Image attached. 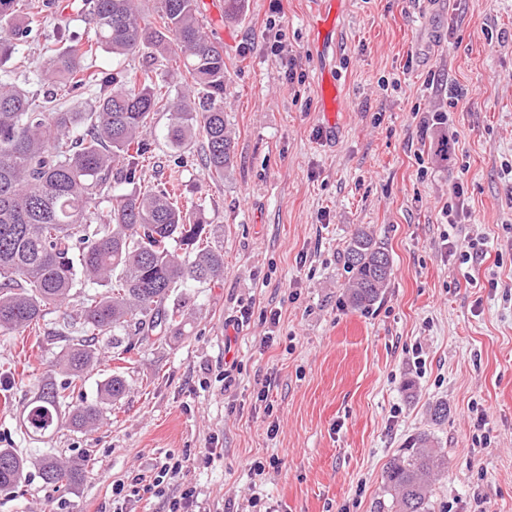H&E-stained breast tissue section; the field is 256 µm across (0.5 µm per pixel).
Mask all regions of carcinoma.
Listing matches in <instances>:
<instances>
[{
	"mask_svg": "<svg viewBox=\"0 0 512 512\" xmlns=\"http://www.w3.org/2000/svg\"><path fill=\"white\" fill-rule=\"evenodd\" d=\"M18 2L0 0V28L6 30L0 63L39 35L33 20L18 14ZM84 7L94 36L64 31L45 45L42 96L0 82V335L23 333L60 312L72 336L24 407L21 426L33 437L64 424L94 429L103 405L125 396L138 344L149 336L162 341L187 325L175 290L207 285L224 273V245L208 228L204 209L180 205L182 194L173 184H138L153 154L143 132L161 108L173 113L168 144L181 147L202 137L208 174L224 177L231 162L224 48L203 35L198 0H161L156 22L141 17L138 0H84ZM99 49L118 56L147 53L155 62L175 49L197 95L161 92L152 64L98 77L86 60ZM93 87L98 97L89 112L52 107L61 92L79 96ZM114 184L131 190L114 196ZM94 195L109 198V207L91 216ZM345 259L349 303L360 310L375 305L392 274L388 251L359 229ZM79 278L87 289L71 309ZM104 340L123 365L103 380L99 403L76 400L78 382L98 362ZM59 371L66 375L60 383ZM32 465L54 486H77L89 474L84 457L62 461L46 453L30 460L0 448V491L18 488ZM447 468L437 438L418 434L388 462L376 512H433V482Z\"/></svg>",
	"mask_w": 512,
	"mask_h": 512,
	"instance_id": "1",
	"label": "carcinoma"
}]
</instances>
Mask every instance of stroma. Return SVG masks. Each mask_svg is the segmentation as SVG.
<instances>
[{
    "mask_svg": "<svg viewBox=\"0 0 512 512\" xmlns=\"http://www.w3.org/2000/svg\"><path fill=\"white\" fill-rule=\"evenodd\" d=\"M315 9L245 0L230 19L224 0L201 4L203 32L224 48L232 161L210 179L196 138L175 167L161 110L141 182L183 184L184 202L202 204L224 244V275L182 289L189 325L140 346L125 397L86 433L21 432L65 341L0 335V448L84 456L90 469L61 488L30 470L21 490L0 492V512H166L163 500H120L112 487L213 437L218 457L185 479L200 512L230 501L247 512L255 497L275 512H373L387 462L423 431L448 457L435 512H512V0H340L323 46ZM277 37L288 55L271 53ZM45 61L41 41L20 45L0 81L40 92ZM326 67L343 101L332 135ZM450 83L464 97L445 163L420 121L446 105ZM459 178L468 216L452 229L445 207ZM359 227L392 260L368 310L346 296ZM451 230L482 242L484 259L449 255ZM272 310L279 325L260 319ZM439 401L448 419L437 425L429 408ZM484 433L490 444L479 443ZM272 457L278 468L251 482L250 463Z\"/></svg>",
    "mask_w": 512,
    "mask_h": 512,
    "instance_id": "35a3bbf8",
    "label": "stroma"
}]
</instances>
